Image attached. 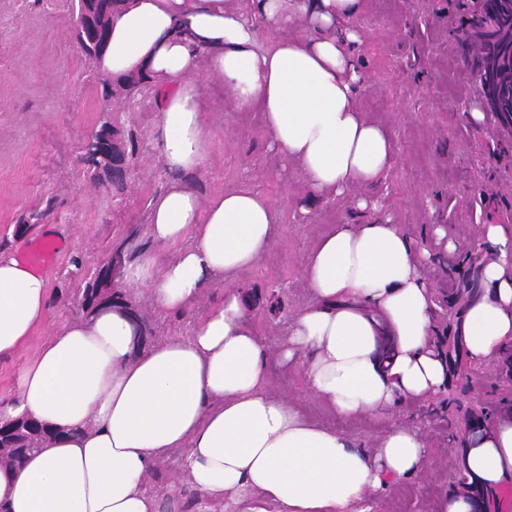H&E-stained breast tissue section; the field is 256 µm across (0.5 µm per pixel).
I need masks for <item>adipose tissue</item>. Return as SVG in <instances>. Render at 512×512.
I'll use <instances>...</instances> for the list:
<instances>
[{
	"label": "adipose tissue",
	"instance_id": "adipose-tissue-1",
	"mask_svg": "<svg viewBox=\"0 0 512 512\" xmlns=\"http://www.w3.org/2000/svg\"><path fill=\"white\" fill-rule=\"evenodd\" d=\"M363 8L364 0H126L114 13L94 65L112 77H151L160 161L177 178L153 200L146 231L155 246H180L161 267L142 253L123 286L157 309L190 311L216 282L260 260L280 221V206L258 191L204 201L184 181L209 157L208 82L227 89L238 111L262 112L272 146L314 196L372 208L366 190L394 166L397 147L357 100ZM479 237L491 246L485 293L468 303L459 334L471 362L484 364L512 345V228L484 224ZM429 259L390 219L332 225L304 265L311 300L274 348L251 326L253 301L237 288L187 335L147 347L124 308L55 327L17 389L0 397V419L32 418L53 431L22 466H0V512H155L147 479L176 448L186 451L181 475L203 512L255 493L277 512H369L368 494L426 469L421 428L398 420L372 452L354 448L275 396L268 363L300 367L310 395L348 417L433 400L448 362L431 342ZM47 288L44 275L0 252V357L20 351L44 321ZM458 466L491 489L511 482L512 419L463 448Z\"/></svg>",
	"mask_w": 512,
	"mask_h": 512
}]
</instances>
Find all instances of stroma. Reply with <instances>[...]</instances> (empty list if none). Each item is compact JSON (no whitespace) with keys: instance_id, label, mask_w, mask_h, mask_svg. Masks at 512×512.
<instances>
[{"instance_id":"35a3bbf8","label":"stroma","mask_w":512,"mask_h":512,"mask_svg":"<svg viewBox=\"0 0 512 512\" xmlns=\"http://www.w3.org/2000/svg\"><path fill=\"white\" fill-rule=\"evenodd\" d=\"M69 4L0 0V250L23 253L50 231L65 243L45 269V323L20 355L0 358L2 397L16 389L26 362L54 328L76 317L79 283L68 275L70 257L81 254L96 269L130 235L136 251L148 249L151 203L171 178L158 158L155 96L146 93L128 104L104 96L72 34ZM474 12L473 0H366L358 19L365 39L354 51L366 75L359 105L397 144L394 167L369 196L378 213L417 245L433 248L440 226L459 255L473 246L478 225H512V138L500 136L494 113L479 124L466 117L480 93L468 78L459 36ZM203 93L214 117L207 129L210 154L189 182L205 199L230 188L259 191L284 202L282 220L265 256L211 288L190 314L157 310L129 290L123 300L157 340L186 334L190 317L203 315L225 289L241 288L254 302L252 327L273 346L287 335L292 314L310 300L302 272L317 236L330 224L362 223L365 215L349 202L311 195L299 168L270 148L261 113L235 111L229 94L217 88L204 87ZM107 108L117 110L137 136L136 164L120 195L109 184L92 182L80 161ZM36 210L43 218L29 224ZM269 382L276 393L303 399L315 421L364 451L372 450L390 421L421 425L428 441L426 472L376 496L371 512H438L443 497L457 490L448 409L441 400H406L391 411L351 419L307 399L299 367L271 364Z\"/></svg>"}]
</instances>
